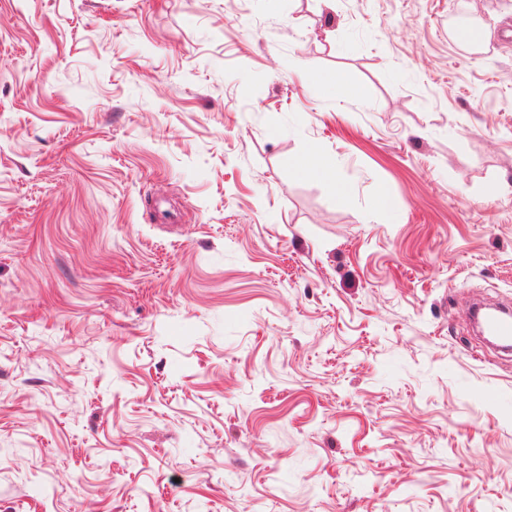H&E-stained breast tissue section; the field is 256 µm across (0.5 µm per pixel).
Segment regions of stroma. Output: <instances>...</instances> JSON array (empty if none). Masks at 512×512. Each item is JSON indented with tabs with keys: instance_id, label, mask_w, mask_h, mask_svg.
Instances as JSON below:
<instances>
[{
	"instance_id": "stroma-1",
	"label": "stroma",
	"mask_w": 512,
	"mask_h": 512,
	"mask_svg": "<svg viewBox=\"0 0 512 512\" xmlns=\"http://www.w3.org/2000/svg\"><path fill=\"white\" fill-rule=\"evenodd\" d=\"M1 16L0 512H512V0ZM299 164L309 176L325 180L341 201L347 202L351 199L350 190L336 175V167L325 162L317 150L312 149ZM485 335L498 345L507 349L512 344V311L511 308H498L485 312L480 320Z\"/></svg>"
}]
</instances>
